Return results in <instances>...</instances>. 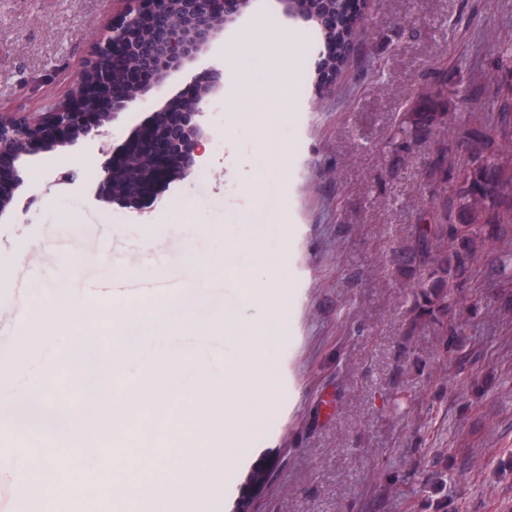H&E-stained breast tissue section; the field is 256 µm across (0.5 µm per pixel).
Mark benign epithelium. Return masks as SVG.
Here are the masks:
<instances>
[{"instance_id":"7a95c632","label":"benign epithelium","mask_w":512,"mask_h":512,"mask_svg":"<svg viewBox=\"0 0 512 512\" xmlns=\"http://www.w3.org/2000/svg\"><path fill=\"white\" fill-rule=\"evenodd\" d=\"M159 0H136L112 24L104 43L76 77L75 90L93 100V112H45L37 119H18L0 113V215L11 205L22 183L21 160L43 148L67 144L83 137H102L114 114L127 109L139 96L162 88L166 79L193 60L198 52L224 29L228 21L245 14L252 0H184L180 19L160 35L139 33V17L147 5ZM121 70L142 80L131 81L134 93L117 95L112 71ZM224 92V76L212 71L195 83L191 92L172 97L155 119L130 139L125 150L104 163L99 194L125 201L149 195L158 184L192 173L203 129L202 103ZM124 168L133 173L127 189L112 191L113 173Z\"/></svg>"}]
</instances>
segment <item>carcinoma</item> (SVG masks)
Wrapping results in <instances>:
<instances>
[{
	"instance_id": "carcinoma-1",
	"label": "carcinoma",
	"mask_w": 512,
	"mask_h": 512,
	"mask_svg": "<svg viewBox=\"0 0 512 512\" xmlns=\"http://www.w3.org/2000/svg\"><path fill=\"white\" fill-rule=\"evenodd\" d=\"M288 16L312 24L321 43L311 75L313 95L324 98V74L341 77L367 23V0H292ZM419 98L397 114L381 148L385 153H408L421 143H431L423 168L428 189L426 202L416 214V229L408 244L391 252L395 277L411 288L405 335L420 325L432 327L442 339V354L457 369L470 362L471 353L457 342L466 335L467 320L458 312L459 289L481 273L480 255L493 251L512 223V44L502 43L496 53L485 121L472 114L448 112V75L423 76ZM469 157L459 172L448 156V141ZM491 283L512 282V253L499 252L487 277ZM269 465L251 467L239 487L244 496L253 486L265 487ZM447 468L433 471L424 487L447 493Z\"/></svg>"
}]
</instances>
